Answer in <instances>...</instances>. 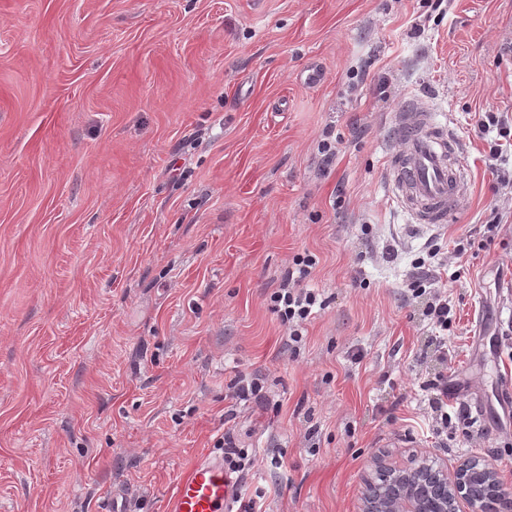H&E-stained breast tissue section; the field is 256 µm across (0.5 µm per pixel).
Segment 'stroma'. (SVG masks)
Listing matches in <instances>:
<instances>
[{
	"label": "stroma",
	"instance_id": "35a3bbf8",
	"mask_svg": "<svg viewBox=\"0 0 512 512\" xmlns=\"http://www.w3.org/2000/svg\"><path fill=\"white\" fill-rule=\"evenodd\" d=\"M410 99L460 147L444 224L387 175ZM489 110L512 118V0H0V512H165L224 439L268 512H359L414 454L512 484ZM433 244L444 331L405 288ZM307 254L324 305L291 343L270 296ZM429 389H432L436 394V397L433 398L431 409L433 413H435L436 423L440 421V424L448 423V412H443L444 406H447V403L444 402V398H448V378L447 376L436 377L433 381L429 383Z\"/></svg>",
	"mask_w": 512,
	"mask_h": 512
}]
</instances>
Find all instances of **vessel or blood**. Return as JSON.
I'll use <instances>...</instances> for the list:
<instances>
[{
	"mask_svg": "<svg viewBox=\"0 0 512 512\" xmlns=\"http://www.w3.org/2000/svg\"><path fill=\"white\" fill-rule=\"evenodd\" d=\"M392 133L399 147L389 158V173L402 205L418 223H445L467 194L455 140L412 102L404 103L394 115ZM231 500L224 458L216 455L200 460L184 474L165 509L230 512Z\"/></svg>",
	"mask_w": 512,
	"mask_h": 512,
	"instance_id": "vessel-or-blood-1",
	"label": "vessel or blood"
}]
</instances>
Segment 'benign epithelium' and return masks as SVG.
Here are the masks:
<instances>
[{
	"label": "benign epithelium",
	"mask_w": 512,
	"mask_h": 512,
	"mask_svg": "<svg viewBox=\"0 0 512 512\" xmlns=\"http://www.w3.org/2000/svg\"><path fill=\"white\" fill-rule=\"evenodd\" d=\"M465 460L453 474L433 468L415 458L407 465L379 463L386 491L376 490L368 482L362 498L361 512H487L484 495L474 491L479 485L498 494L505 510L512 512V486H506L493 468H473Z\"/></svg>",
	"instance_id": "7a95c632"
}]
</instances>
